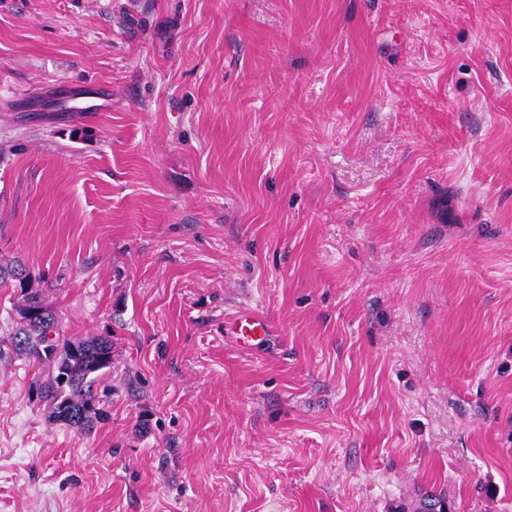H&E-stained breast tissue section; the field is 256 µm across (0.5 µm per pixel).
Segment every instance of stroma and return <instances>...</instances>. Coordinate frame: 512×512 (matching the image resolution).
<instances>
[{"instance_id": "stroma-1", "label": "stroma", "mask_w": 512, "mask_h": 512, "mask_svg": "<svg viewBox=\"0 0 512 512\" xmlns=\"http://www.w3.org/2000/svg\"><path fill=\"white\" fill-rule=\"evenodd\" d=\"M0 257V512H512V0H0ZM0 288H11L18 296L13 305L17 318L11 315L12 326L1 336H9L11 350L18 356L34 359L47 368L39 393L48 403L49 419L79 432H90L104 416L97 390L93 389L112 366V341L103 336L65 338L42 289L32 287L31 273L19 260L0 259ZM22 300L43 311V318L22 320L18 310ZM49 336L54 338L48 340ZM62 378H67L65 385ZM232 336L244 347L258 348L269 336L267 322L250 309L238 311L226 328Z\"/></svg>"}]
</instances>
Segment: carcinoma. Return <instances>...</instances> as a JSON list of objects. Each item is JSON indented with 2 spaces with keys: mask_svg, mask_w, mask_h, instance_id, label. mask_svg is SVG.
Listing matches in <instances>:
<instances>
[{
  "mask_svg": "<svg viewBox=\"0 0 512 512\" xmlns=\"http://www.w3.org/2000/svg\"><path fill=\"white\" fill-rule=\"evenodd\" d=\"M0 288L43 311L32 320L11 317L7 333L11 350L47 368L39 391L49 406V419L79 432L91 431L104 416L95 384L112 366V341L103 336L70 340L61 334L43 291L32 287V276L18 260L0 259Z\"/></svg>",
  "mask_w": 512,
  "mask_h": 512,
  "instance_id": "cac0c4a2",
  "label": "carcinoma"
}]
</instances>
